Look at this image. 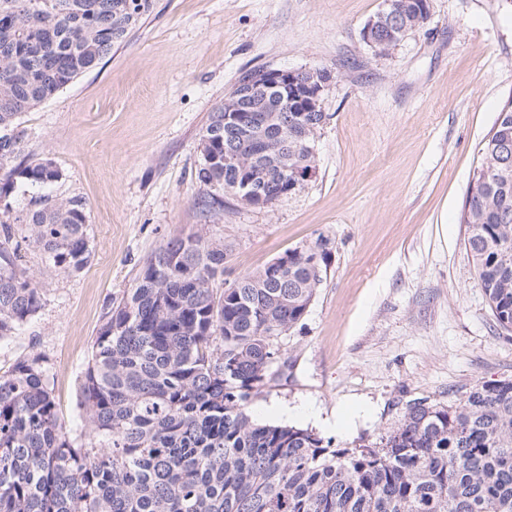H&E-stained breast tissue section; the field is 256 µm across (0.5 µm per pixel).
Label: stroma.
<instances>
[{
  "label": "stroma",
  "mask_w": 512,
  "mask_h": 512,
  "mask_svg": "<svg viewBox=\"0 0 512 512\" xmlns=\"http://www.w3.org/2000/svg\"><path fill=\"white\" fill-rule=\"evenodd\" d=\"M152 3L98 66L19 118L25 155L64 172L53 193L85 200L92 255L67 274L21 247L41 307L0 338V374L40 358L60 419L86 431L78 385L109 305L161 245L198 234L226 247L218 292L328 242L306 315L279 339L284 375L249 404L256 422L352 448L392 430L408 401L452 405L512 379V333L495 323L460 222L481 145L512 99V0H431L428 21L385 54L361 36L383 0ZM258 67L333 78L312 178L246 207L195 172L215 105Z\"/></svg>",
  "instance_id": "stroma-1"
}]
</instances>
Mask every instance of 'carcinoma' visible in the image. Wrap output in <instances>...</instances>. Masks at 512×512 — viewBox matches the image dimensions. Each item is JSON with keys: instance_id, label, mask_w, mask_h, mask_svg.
Returning <instances> with one entry per match:
<instances>
[{"instance_id": "cac0c4a2", "label": "carcinoma", "mask_w": 512, "mask_h": 512, "mask_svg": "<svg viewBox=\"0 0 512 512\" xmlns=\"http://www.w3.org/2000/svg\"><path fill=\"white\" fill-rule=\"evenodd\" d=\"M151 0H0V207L25 187L58 183L51 159L12 165L18 119L95 68ZM326 112H288L255 157L287 174L316 167ZM254 154L224 131V104L199 139L197 180L232 192ZM460 221L499 328L512 331V100L481 148ZM15 212V211H13ZM48 268L91 257L86 203L42 193L0 224V338L39 310L15 235ZM288 251L287 287L271 265L220 294L224 242L176 237L145 262L135 288L105 313L80 384L88 426L77 442L60 421L39 358L0 375V512H512V379L454 405L414 399L380 442L333 448L304 428L256 423L247 411L270 381L278 337L307 313L327 260L319 239Z\"/></svg>"}]
</instances>
